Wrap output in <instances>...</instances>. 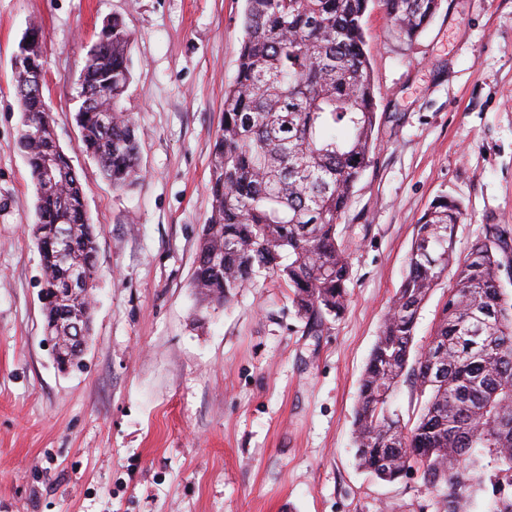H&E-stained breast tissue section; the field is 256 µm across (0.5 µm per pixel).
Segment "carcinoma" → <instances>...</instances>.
<instances>
[{"label": "carcinoma", "mask_w": 512, "mask_h": 512, "mask_svg": "<svg viewBox=\"0 0 512 512\" xmlns=\"http://www.w3.org/2000/svg\"><path fill=\"white\" fill-rule=\"evenodd\" d=\"M375 1L409 42L441 6V0H245V36L236 76L224 91V123L209 170L211 209L193 278L204 299L226 304L265 271L288 288L311 336L344 310L351 271L338 227L372 159L377 102L363 17ZM39 33L32 26L36 46L20 51L15 73L23 114L18 145L35 187L42 277L46 287L62 288L73 267L95 266L96 239L81 180L55 141L45 97L26 92L30 73L43 69ZM129 42L121 20L101 28L96 53L85 58L79 76L92 103L74 113L83 147L116 189L139 176L135 128L120 107L131 76ZM48 155L57 176L44 187L39 175ZM462 215L461 203L442 195L416 224L406 275L359 386L355 460L389 483L416 470L440 492L441 512H465L488 492L492 512H512V293L503 282L512 265V230L486 225L456 260L453 233ZM63 226L71 231L67 260L49 248ZM451 265L454 285L434 341L417 351L418 312ZM60 307L51 295L43 303L55 335H89L92 315L59 320ZM406 380L424 398L411 427L392 408Z\"/></svg>", "instance_id": "cac0c4a2"}]
</instances>
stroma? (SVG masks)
<instances>
[{"label":"stroma","instance_id":"stroma-1","mask_svg":"<svg viewBox=\"0 0 512 512\" xmlns=\"http://www.w3.org/2000/svg\"><path fill=\"white\" fill-rule=\"evenodd\" d=\"M244 0H0V512H437L419 473L358 469V384L406 270L414 228L446 195L464 257L512 226V0H443L414 42L363 18L377 87L374 161L340 219L350 298L308 335L273 279L228 304L191 285ZM131 34L121 106L143 171L113 188L73 114L104 18ZM41 28L57 144L97 234L93 330L59 371L44 334L35 193L18 145L11 56Z\"/></svg>","mask_w":512,"mask_h":512}]
</instances>
